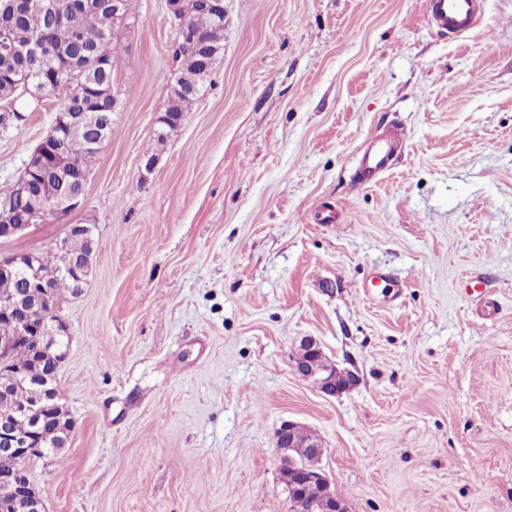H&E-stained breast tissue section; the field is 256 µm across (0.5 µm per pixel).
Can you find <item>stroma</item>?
I'll list each match as a JSON object with an SVG mask.
<instances>
[{"mask_svg":"<svg viewBox=\"0 0 512 512\" xmlns=\"http://www.w3.org/2000/svg\"><path fill=\"white\" fill-rule=\"evenodd\" d=\"M480 2L450 40L426 0H224L221 56L161 141L176 30L131 0L81 207L0 242L95 227L60 310L73 432L27 465L47 512H289L288 420L348 512H512V0ZM59 106L0 131V200ZM391 125L392 169L361 184ZM307 337L357 384L297 374Z\"/></svg>","mask_w":512,"mask_h":512,"instance_id":"35a3bbf8","label":"stroma"}]
</instances>
